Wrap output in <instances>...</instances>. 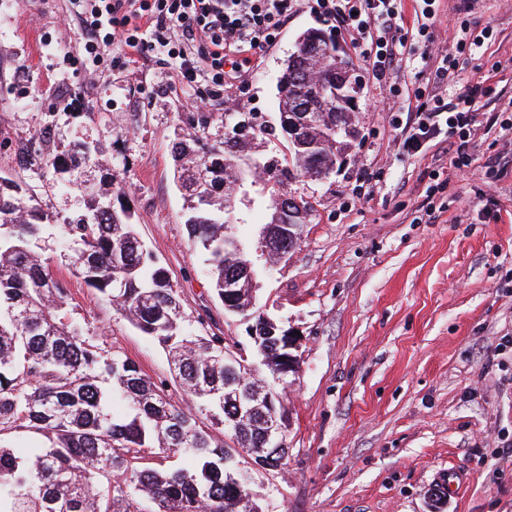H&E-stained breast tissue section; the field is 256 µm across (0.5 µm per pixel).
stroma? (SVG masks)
<instances>
[{
  "instance_id": "35a3bbf8",
  "label": "stroma",
  "mask_w": 512,
  "mask_h": 512,
  "mask_svg": "<svg viewBox=\"0 0 512 512\" xmlns=\"http://www.w3.org/2000/svg\"><path fill=\"white\" fill-rule=\"evenodd\" d=\"M71 10L69 0H0V176L62 219L81 207L80 194L18 154L90 146L188 322L217 325L231 351L255 359L245 320L213 297L173 178L172 142L198 109L194 91L163 53L126 68L108 51L91 62ZM439 17L492 33L444 85L434 81L438 59L422 58L416 43L404 49L395 111H374L370 67L304 0L246 72L245 92L224 90L277 125L278 78L309 28L334 38L362 84L346 163L323 181L293 183L311 205L303 233L286 261L257 277L266 313L297 334V363L279 392L284 465L260 467L223 435L262 512H512V457L502 451L512 442V360L491 366L485 355L512 337V130L502 127L512 118V0H440ZM484 80L491 91L476 104L466 171L441 137L403 151L417 87L447 96ZM41 246L94 343L167 380L171 401L190 408L159 343L70 273L58 238ZM452 471L459 489L432 501Z\"/></svg>"
}]
</instances>
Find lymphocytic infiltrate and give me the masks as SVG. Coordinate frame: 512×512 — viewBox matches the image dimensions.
Here are the masks:
<instances>
[{"label":"lymphocytic infiltrate","instance_id":"obj_1","mask_svg":"<svg viewBox=\"0 0 512 512\" xmlns=\"http://www.w3.org/2000/svg\"><path fill=\"white\" fill-rule=\"evenodd\" d=\"M295 0H73L72 7L86 53L98 55L118 46L125 63L153 53H167L182 85L193 88L208 80L207 97L224 98V70L242 72L278 39ZM327 23L347 35L359 49L378 84L390 82L400 47L419 37L424 47L436 42V0H411L416 28L404 27L398 0H307ZM483 44L469 22H461L449 40L448 51L435 70L445 80L463 56ZM487 91L485 83L469 85L464 93L433 96L421 104L411 134L403 141L407 150L420 151L427 141L458 137L453 164L471 162L469 142L480 123L475 102Z\"/></svg>","mask_w":512,"mask_h":512}]
</instances>
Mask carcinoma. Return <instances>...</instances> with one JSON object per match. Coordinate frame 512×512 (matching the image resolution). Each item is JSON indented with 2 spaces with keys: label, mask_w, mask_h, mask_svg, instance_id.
Wrapping results in <instances>:
<instances>
[{
  "label": "carcinoma",
  "mask_w": 512,
  "mask_h": 512,
  "mask_svg": "<svg viewBox=\"0 0 512 512\" xmlns=\"http://www.w3.org/2000/svg\"><path fill=\"white\" fill-rule=\"evenodd\" d=\"M352 69L336 48L318 45L286 65L278 108L290 157H265L246 177L279 195L310 174L335 171L346 143L336 140L334 128L352 125L354 109L326 99L320 89ZM300 95L312 107L308 119L318 123L303 125L302 138L293 141L285 123L300 119L294 112ZM212 118L211 112L187 116L186 132L172 145L189 240L208 254L214 297L225 311L251 321L266 376L284 384L296 363L290 332L257 306L245 276L250 245L224 232L241 220L232 200L238 160L258 147L267 127L236 123L222 145L205 149L198 132ZM40 156L70 189L83 184L92 163L78 145ZM26 196L21 184L0 179V437L25 428L46 443L0 442V512H141L142 501L153 504L151 512H252L250 480L224 441L173 404L165 382L153 381L126 357L105 354L88 326L71 316L68 289L38 245L52 220ZM299 203L302 216L275 241L286 253L300 240L311 210L304 199ZM59 229L72 274L163 346L184 391L255 463L282 465L287 446L269 448L262 426V413L282 414L277 393L262 389L257 367L241 368L246 359L224 365V337L186 324L168 271L140 243L131 211L112 205V180L91 188L84 209ZM227 279L240 283L233 294H224ZM147 448L157 458L184 457L190 464L148 465Z\"/></svg>",
  "instance_id": "carcinoma-1"
}]
</instances>
